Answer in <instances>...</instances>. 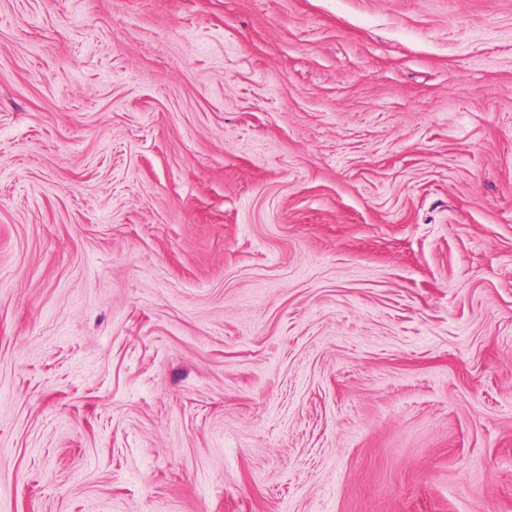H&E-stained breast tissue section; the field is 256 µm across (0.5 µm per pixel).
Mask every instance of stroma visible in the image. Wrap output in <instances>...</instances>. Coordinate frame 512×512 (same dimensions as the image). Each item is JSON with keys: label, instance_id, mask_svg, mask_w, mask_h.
I'll use <instances>...</instances> for the list:
<instances>
[{"label": "stroma", "instance_id": "1", "mask_svg": "<svg viewBox=\"0 0 512 512\" xmlns=\"http://www.w3.org/2000/svg\"><path fill=\"white\" fill-rule=\"evenodd\" d=\"M0 512H512V0H0Z\"/></svg>", "mask_w": 512, "mask_h": 512}]
</instances>
